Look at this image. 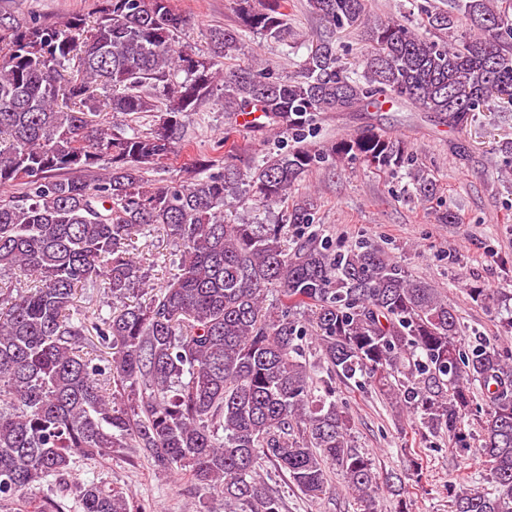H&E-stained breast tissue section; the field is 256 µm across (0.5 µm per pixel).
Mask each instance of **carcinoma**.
Listing matches in <instances>:
<instances>
[{
	"mask_svg": "<svg viewBox=\"0 0 512 512\" xmlns=\"http://www.w3.org/2000/svg\"><path fill=\"white\" fill-rule=\"evenodd\" d=\"M497 2L426 8L422 32L368 15L365 0H308L325 34L294 74L240 59L246 36L284 37L288 0H235L236 26L209 30L199 51L177 46L185 20L171 0H103L63 29L0 16V272L34 278L0 304V508L69 472L76 455L136 448L155 469L219 491L224 512H282L268 463L312 500L328 493L332 467L356 512H378L373 459L352 444L336 399V381L367 378L396 420L450 444L482 393L489 486L449 487L450 512H512V315L504 343L465 345L448 298L381 246L333 252L315 234L288 238L314 223L312 199L288 202L312 169L398 171L411 158L404 140L373 127L312 144L320 114L401 102L457 129L512 105V13ZM357 27L365 47L351 69L336 34ZM209 100L229 125L250 112L251 128L293 145L245 171L228 154L217 170L198 162L185 181L152 183L148 165ZM103 112L158 119L119 133ZM407 177L420 199L435 195L424 170ZM241 200L282 208V222L228 219ZM151 226L180 248L181 273L148 302L88 322L76 289L101 279L115 299L135 294L147 274L134 237ZM78 498L81 512H132L121 488L91 482Z\"/></svg>",
	"mask_w": 512,
	"mask_h": 512,
	"instance_id": "1",
	"label": "carcinoma"
}]
</instances>
